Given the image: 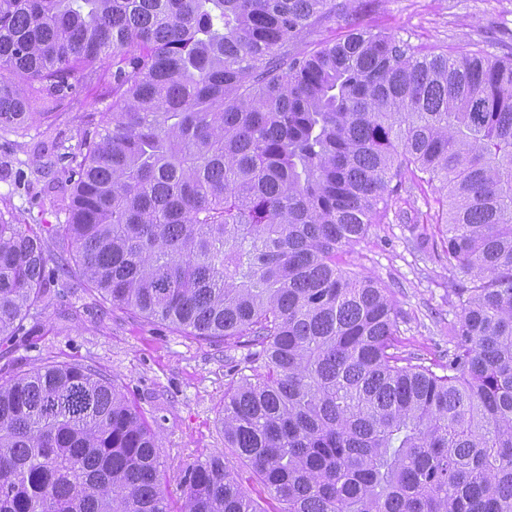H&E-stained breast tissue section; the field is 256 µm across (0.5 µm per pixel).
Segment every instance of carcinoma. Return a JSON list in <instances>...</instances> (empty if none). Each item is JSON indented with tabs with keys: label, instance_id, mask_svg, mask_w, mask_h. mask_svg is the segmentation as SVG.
I'll use <instances>...</instances> for the list:
<instances>
[{
	"label": "carcinoma",
	"instance_id": "carcinoma-1",
	"mask_svg": "<svg viewBox=\"0 0 512 512\" xmlns=\"http://www.w3.org/2000/svg\"><path fill=\"white\" fill-rule=\"evenodd\" d=\"M365 0H0V127L97 84L54 149L64 220L0 212V344L79 278L205 339L247 338L224 447L277 512H512V56L417 54ZM349 33L316 39L330 22ZM306 44L304 50L298 49ZM445 191L461 319L405 356L386 289L336 256L407 177ZM51 241L65 263L48 269ZM212 458L181 512H260ZM156 438L79 363L0 379V512H172Z\"/></svg>",
	"mask_w": 512,
	"mask_h": 512
}]
</instances>
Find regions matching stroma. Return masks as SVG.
<instances>
[{
  "label": "stroma",
  "mask_w": 512,
  "mask_h": 512,
  "mask_svg": "<svg viewBox=\"0 0 512 512\" xmlns=\"http://www.w3.org/2000/svg\"><path fill=\"white\" fill-rule=\"evenodd\" d=\"M364 24L408 41L416 52L481 43L490 55L512 53V0H378ZM101 86L82 88L58 125L33 119L26 135L0 129V210L20 224L57 221L52 185L59 167L54 144L77 147L88 115L108 111ZM439 183L405 180L386 219L347 249L340 263L386 288L400 318L404 354L447 362L460 319L447 265L422 245L419 225L443 223ZM39 335L0 346V377L52 362L82 363L123 386L156 435L160 468L173 512L183 502V476L218 456L232 471L240 461L224 446V393L230 367L244 365L248 348L210 342L168 324L104 304L93 291L67 289L43 310Z\"/></svg>",
  "instance_id": "obj_1"
}]
</instances>
